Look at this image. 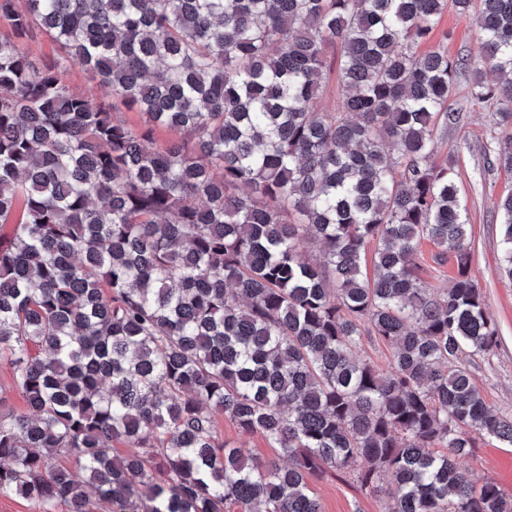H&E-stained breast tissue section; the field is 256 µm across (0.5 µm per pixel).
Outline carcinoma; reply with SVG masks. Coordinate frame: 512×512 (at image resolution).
<instances>
[{
    "label": "carcinoma",
    "mask_w": 512,
    "mask_h": 512,
    "mask_svg": "<svg viewBox=\"0 0 512 512\" xmlns=\"http://www.w3.org/2000/svg\"><path fill=\"white\" fill-rule=\"evenodd\" d=\"M450 6L498 74L473 68L470 93L511 171L512 0H0V363L25 406L0 395V496L321 512L310 483L347 470L388 478L386 512H512L458 467L474 432L512 446V413L473 381L499 332L435 160L462 62L420 46ZM44 34L54 57L28 50ZM72 61L143 123L73 92ZM160 127L181 137L155 146ZM498 211L512 279V194ZM218 415L277 460L225 444ZM421 251L423 254V277L433 285L448 283L449 279L454 275L452 262H446L442 265L436 264L433 261L436 249L428 242L422 245Z\"/></svg>",
    "instance_id": "cac0c4a2"
}]
</instances>
